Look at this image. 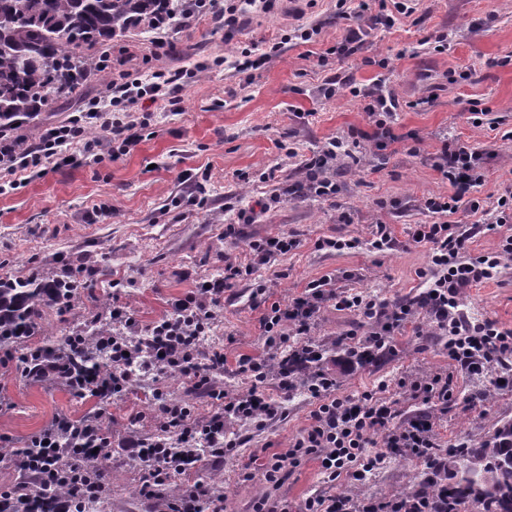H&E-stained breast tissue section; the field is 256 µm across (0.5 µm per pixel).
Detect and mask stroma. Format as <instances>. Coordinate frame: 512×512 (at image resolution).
<instances>
[{
  "instance_id": "35a3bbf8",
  "label": "stroma",
  "mask_w": 512,
  "mask_h": 512,
  "mask_svg": "<svg viewBox=\"0 0 512 512\" xmlns=\"http://www.w3.org/2000/svg\"><path fill=\"white\" fill-rule=\"evenodd\" d=\"M335 12L332 0H280L273 12L244 16L229 42L212 20L193 19L172 29L173 48L168 52L156 49L149 33L139 31L114 38L105 48L90 49L94 59L110 50L123 60L124 71L136 75L190 68L250 40L279 41L285 30L303 22L322 24L318 42L283 45L254 78L232 68L199 73L183 90L180 111H171L162 101L152 105L154 121L143 129L135 149L119 160L105 155L96 162L64 165L15 188L11 175L0 170V184L8 188L0 194L1 271L25 276L37 270L53 276L59 272L61 254L95 262L94 285L81 292L73 308L46 311L44 339L82 327L96 316L110 321V310L101 305L109 295L139 325H147L167 313L171 300L217 275L225 254L245 257L247 240L278 233L295 235L301 246L258 271V279L271 283L272 300H288L307 282L330 273L338 274V287L367 291L389 303L419 293L418 274L427 253L410 243L408 231L411 225L434 220L421 209L422 199L451 191L434 168L437 134L448 132L484 151L485 176L474 189L475 197L490 202L512 185V64H493L494 59L512 55V0H419L411 17L370 31L360 54L323 64L319 55L344 34ZM441 33L448 36L444 52L425 43L427 37ZM373 56L386 58L387 69L364 65V58ZM380 77L401 103L395 120L398 132L413 131L421 139L416 151L395 144L382 164L370 154L357 165L348 158L338 161L333 171L340 188L336 197L285 201L245 225L243 241H225L224 226L239 208L259 207L276 190L304 179L305 155L329 137L368 130L359 99L345 90L326 96V83L342 79L364 86ZM111 78L108 71L96 76L61 99L53 111L26 120L14 130V137L34 143L44 128L69 121L84 103L103 96ZM423 96L431 99L427 107L410 108V101ZM474 104L484 111L478 126L470 120ZM268 170L274 171V179L260 181V173ZM188 172L206 176L201 200L194 206L185 201ZM242 173L249 174V182L239 181ZM96 204L110 206V213L92 217ZM342 213L348 215V223H339ZM380 220L390 224L395 237L387 252L325 253L315 248L316 240L325 236L366 240ZM464 310L470 319L491 318L512 328V265L502 268L495 280L467 289ZM258 318L246 298L226 299L205 343L223 348L231 364L242 355H267ZM365 331L359 319L330 306L321 313L314 338L328 345L346 341L348 333ZM391 346L378 361L340 375L341 393L358 395L382 381L392 385L409 376L452 373L458 400L435 421V439L443 448L464 436L479 439L501 418L512 417V389L497 391L477 407L466 403V396L485 382L452 371L446 341L432 335L430 327L394 336ZM157 387L194 406L198 418L212 412L210 400L190 391L176 376L138 379L104 410L95 398L32 381L12 367L0 370V395L12 403L11 410L0 413V436L20 446L56 417L76 420L98 412L115 436L133 428L148 435L150 420L134 424L129 416L150 412L142 393ZM285 407V417L271 421L263 431L239 427L242 446L235 455L218 464L206 463L213 492L224 498V512H248L254 501L266 496L296 508L321 487L314 460L304 462L277 488L258 469L247 480L236 476L251 454L282 451L307 427L305 395L294 394ZM139 478L137 463L114 449L108 472L110 512H155V501L137 493ZM423 478L414 460L396 456L357 491L383 498L419 485Z\"/></svg>"
}]
</instances>
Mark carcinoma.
Here are the masks:
<instances>
[{
	"instance_id": "1",
	"label": "carcinoma",
	"mask_w": 512,
	"mask_h": 512,
	"mask_svg": "<svg viewBox=\"0 0 512 512\" xmlns=\"http://www.w3.org/2000/svg\"><path fill=\"white\" fill-rule=\"evenodd\" d=\"M165 0H0V130L8 131L36 112L51 111L59 98L95 75L86 51L119 31L152 28L163 21ZM70 277L32 276L0 281V336H14L38 362L48 346L38 345L43 309L70 298ZM94 324L73 331L54 346L69 348L92 336ZM428 493L436 512H512V418L499 421L482 441L453 448ZM32 512H55L56 490L35 491Z\"/></svg>"
}]
</instances>
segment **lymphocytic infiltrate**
<instances>
[{
	"label": "lymphocytic infiltrate",
	"instance_id": "obj_1",
	"mask_svg": "<svg viewBox=\"0 0 512 512\" xmlns=\"http://www.w3.org/2000/svg\"><path fill=\"white\" fill-rule=\"evenodd\" d=\"M275 4L276 0H171L174 18L211 15L222 24L228 40L241 17L270 12ZM366 8L365 0H336V16L347 22L345 36L332 49L337 59L350 58L361 50L365 29L360 17ZM227 63L217 57L192 69L154 70L136 77L120 73L108 84L105 99L90 101L81 119L45 128L37 145L0 133V169L28 177L43 173L52 162L69 164L77 156L88 157L101 150L120 159L139 144L142 130L152 121L149 105L162 100L170 107H180L181 92L197 73ZM344 87L336 81L325 92L332 95ZM345 88L363 102L371 132L355 131L347 140L327 138L317 153L305 159V182L283 188L284 196L335 197L338 185L329 170L339 155L350 153L364 141L379 152L401 142L393 119L399 102L385 93L381 81ZM439 142L435 169L454 192L445 198L424 199L423 208L437 219L411 229L412 243L427 250V265L420 273L423 290L416 299L388 306L369 292L337 287L335 276L326 275L309 281L288 302L270 300L269 285L257 279L258 270L272 266L279 255L299 245L293 235L282 233L249 241L246 259L225 255L220 273L171 301L168 313L147 326H139L125 311L113 309L111 330L84 340L85 350L105 353L106 375L85 376L80 383H73L64 354L45 355L31 366L26 357L6 352L0 354V366L16 365L24 376L49 386L74 388L104 404L122 396L136 374L147 371L179 376L191 390L206 395L214 410L209 419L201 421L190 405L155 391L150 415L153 434L133 433L121 442L128 456L140 464L142 495L160 500L165 512H224L223 497L194 476L206 461L223 459L239 447V439L230 434L231 426L260 431L269 421L284 417L282 401L265 392L272 382L283 396L297 391L307 396L309 425L285 451L262 458L249 456L241 477H250L257 465L266 482L277 487L303 462L313 459L319 463L324 486L304 500L300 512H403L396 499L341 495L335 487L363 484L393 455L414 458L425 473H434L440 463L435 419L454 399L448 377L436 373L404 378L393 388L384 383L349 396L337 394V373H352L380 357L390 337L413 324L417 309L422 308L436 334L447 337L448 358L454 369L470 375L488 374L496 390L512 385V329L488 318L470 320L461 310L466 288L496 278L500 269L512 262L511 235H500L493 251L479 255L470 251L476 234L497 232L498 227L512 223V185L490 204L470 197L471 188L484 179L483 152L445 136ZM462 208L476 216V223L449 222V215ZM243 285L251 288V303L262 311L260 326L270 353L262 358L240 356L236 373L245 387L230 393L215 384L224 372V352L206 348L204 339L226 293ZM330 305L370 324L371 330L360 339L356 353L331 355L323 344L311 339L321 311ZM405 400L425 404L426 409L402 415L400 405ZM64 435L86 440L88 449L96 450L98 456L112 455L113 433L98 417H62L28 439L26 451L0 449V468L16 466L34 472L41 483H56L63 467L55 449ZM32 447L42 449V456L30 458ZM183 477L188 483L181 493L166 498L165 487Z\"/></svg>",
	"mask_w": 512,
	"mask_h": 512
}]
</instances>
